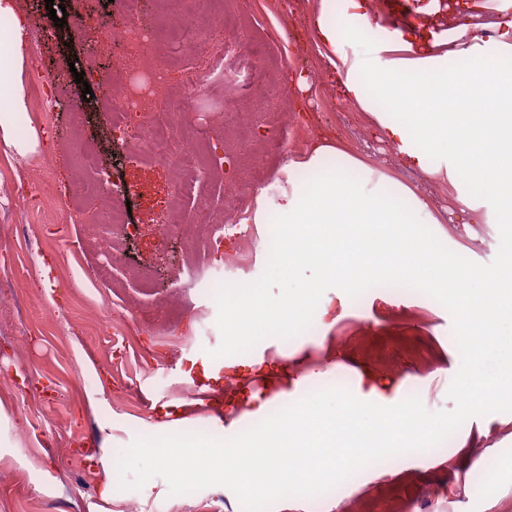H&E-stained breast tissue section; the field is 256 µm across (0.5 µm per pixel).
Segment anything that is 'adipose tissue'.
Listing matches in <instances>:
<instances>
[{
  "instance_id": "ef3b65f1",
  "label": "adipose tissue",
  "mask_w": 512,
  "mask_h": 512,
  "mask_svg": "<svg viewBox=\"0 0 512 512\" xmlns=\"http://www.w3.org/2000/svg\"><path fill=\"white\" fill-rule=\"evenodd\" d=\"M470 23L425 36L398 32L384 44L389 55L376 72L342 50L372 26L370 0H319L307 18L328 68L345 96L389 140L398 142L405 166L447 180L461 209L475 210L486 195L497 199V221L507 227L502 249L509 259L494 269L473 266L465 250L449 252L448 234L428 202L407 184L321 140L281 171H300L276 203L257 198L251 221L261 230L264 276L224 288V335L232 353L226 364L241 373L261 369L257 346L323 330L338 313L378 285L396 281L423 301L455 310L462 336L482 325L492 344L486 362L468 361L464 387L497 379L495 400L512 401V0H496L497 20H479L483 0H467ZM491 35H484V28ZM28 19L17 0H0V147L27 156L38 151L36 131L19 134L16 114L28 108L22 75L29 60ZM490 98L480 109L477 99ZM315 270L313 279L299 276ZM292 287L273 299L269 281ZM338 287L336 302L321 296ZM277 377L292 391L252 395L251 408L233 423L225 444L167 410V426L179 433L146 436L139 452L157 460L180 459L175 489L189 494L202 464L233 490L239 512H251L259 497L290 500L352 485L356 473L378 471L386 454L416 458L441 448L448 422L426 414L420 399L405 395L373 371L355 388L292 379L287 366ZM327 467L316 476L303 466L319 431Z\"/></svg>"
}]
</instances>
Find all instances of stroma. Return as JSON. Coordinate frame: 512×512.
I'll return each mask as SVG.
<instances>
[{"label": "stroma", "mask_w": 512, "mask_h": 512, "mask_svg": "<svg viewBox=\"0 0 512 512\" xmlns=\"http://www.w3.org/2000/svg\"><path fill=\"white\" fill-rule=\"evenodd\" d=\"M64 27L52 40L32 47L23 74L29 109L15 118L18 133L39 132L42 146L28 157L0 153V512H236L237 500L224 482L199 471L191 496L174 492L179 461L131 457L145 435L155 432L159 412L177 406L193 426L221 435L243 415L246 405L230 410L224 388L203 390L199 364L220 377L225 366L224 286L263 276L257 234L237 240L232 257L215 253L196 277L187 271V249L177 237L162 239L158 227L167 207L179 203L191 225L224 218V187L208 182L189 194L176 191L168 167L143 160L131 149L110 142L100 100H93L82 122L73 113L41 111L39 73L52 76L58 99L81 97L74 70L111 76L102 60L111 51L88 56V35L101 30L114 13L113 0H60ZM281 11L276 0H234L246 31L232 30L242 52L251 48L250 27L265 28L275 52L289 65L278 82L303 73L309 81L307 111L287 112L280 123L248 135L236 124L222 129L223 148L207 158L226 165L227 151L249 141L241 177L274 203L287 185L280 168L286 158L301 155L322 137L345 144L371 160L378 171L414 187L430 204L448 233V249L467 247L476 267L498 266L503 256V229L494 224V197H484L476 211L461 213L446 182L398 163V147L383 139L368 113L347 100L334 74L328 73L305 24L314 0H294ZM392 20L375 8L373 29L360 40L343 44L352 60L378 70L386 55L381 47ZM241 78L234 69L214 71L207 90L196 96L201 115L223 111L251 112L268 102L271 91L253 87L249 96L232 94ZM96 149L103 167L130 186L150 185L151 200L131 197L129 228L117 235L113 225L89 222L99 200L65 220L52 216L57 198L70 195L75 181L87 179L80 152ZM474 236H467V229ZM120 254L112 283L91 281L90 267ZM50 257L42 274L36 260ZM110 306H102V297ZM149 315L150 333H138L134 321ZM458 314L406 293L376 290L353 301L324 342L293 336L275 343L266 360L295 351L301 375L312 373L335 384L354 382L363 368L396 381L407 380L426 412L447 420L449 427L469 428L478 452L506 454L512 449V402L489 404L478 393L460 390L461 359ZM337 351L326 361L327 350ZM110 427L113 448L122 452L116 465L111 502L99 497L103 454L102 429ZM443 457L427 455L398 461V474L357 475V489L342 492V506L313 496L298 512H502L512 502V486L493 479L479 489L466 484L470 459L446 445Z\"/></svg>", "instance_id": "stroma-1"}]
</instances>
